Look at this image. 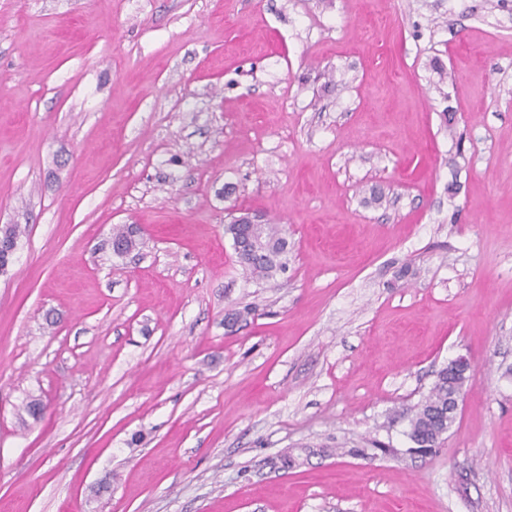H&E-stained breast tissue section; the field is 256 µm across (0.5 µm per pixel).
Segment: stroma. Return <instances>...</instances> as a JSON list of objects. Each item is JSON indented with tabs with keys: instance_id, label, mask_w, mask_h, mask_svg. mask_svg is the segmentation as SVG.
<instances>
[{
	"instance_id": "1",
	"label": "stroma",
	"mask_w": 512,
	"mask_h": 512,
	"mask_svg": "<svg viewBox=\"0 0 512 512\" xmlns=\"http://www.w3.org/2000/svg\"><path fill=\"white\" fill-rule=\"evenodd\" d=\"M1 224L0 512H512V0H0ZM261 216L253 213H242L240 216L232 217L229 224H226L224 231L230 237H237L239 225L246 224L248 230L244 237L240 238L233 245L234 249L241 250L246 248L257 258L267 256V248L263 239L269 243L273 258L268 261H256L246 255L239 256L238 262L254 277L258 279H272L277 274L284 272L288 265V239L283 235L281 229L275 224H261ZM261 224V225H260ZM260 225V226H259ZM259 226V232L263 239L256 232ZM445 367V369L442 368L439 371L425 401L414 408L409 419L407 434L414 444L418 445V448L415 449L420 453L426 452V448H422V445L432 442L435 431L450 428L452 422L448 420V416L434 421L432 411L439 407L445 408L448 405V414L457 413L463 393L456 394L453 392L448 397V377L466 375L471 369V362L468 358L459 357L448 362Z\"/></svg>"
}]
</instances>
